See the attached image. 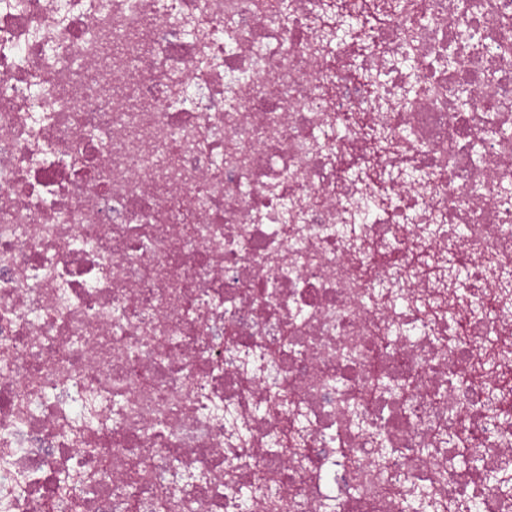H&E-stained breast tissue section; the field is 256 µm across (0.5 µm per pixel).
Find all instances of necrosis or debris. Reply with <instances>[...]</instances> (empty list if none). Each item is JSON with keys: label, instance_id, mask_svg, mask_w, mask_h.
<instances>
[{"label": "necrosis or debris", "instance_id": "1", "mask_svg": "<svg viewBox=\"0 0 512 512\" xmlns=\"http://www.w3.org/2000/svg\"><path fill=\"white\" fill-rule=\"evenodd\" d=\"M352 4L0 0V512H512V0Z\"/></svg>", "mask_w": 512, "mask_h": 512}]
</instances>
